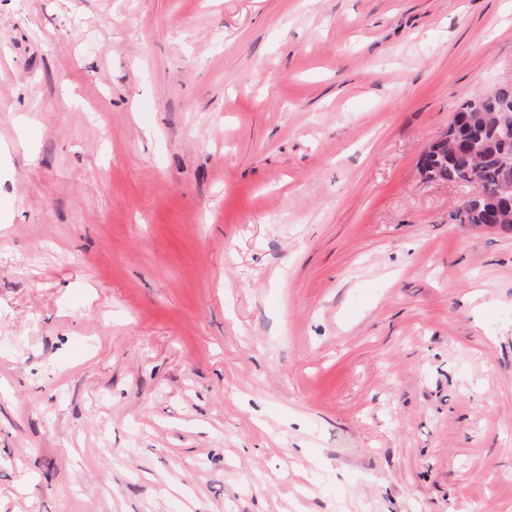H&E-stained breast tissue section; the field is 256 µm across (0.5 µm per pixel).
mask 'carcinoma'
<instances>
[{"label":"carcinoma","mask_w":512,"mask_h":512,"mask_svg":"<svg viewBox=\"0 0 512 512\" xmlns=\"http://www.w3.org/2000/svg\"><path fill=\"white\" fill-rule=\"evenodd\" d=\"M512 82L477 94L462 105L448 124V142L441 150L427 152L421 159L425 174L438 175L450 182L480 181L481 203L458 211L453 220L477 226L495 218L502 231L512 233V211L503 209L500 196H512Z\"/></svg>","instance_id":"1"}]
</instances>
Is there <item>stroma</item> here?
Wrapping results in <instances>:
<instances>
[{"mask_svg": "<svg viewBox=\"0 0 512 512\" xmlns=\"http://www.w3.org/2000/svg\"><path fill=\"white\" fill-rule=\"evenodd\" d=\"M512 0H0V512H512V234L420 161Z\"/></svg>", "mask_w": 512, "mask_h": 512, "instance_id": "1", "label": "stroma"}]
</instances>
